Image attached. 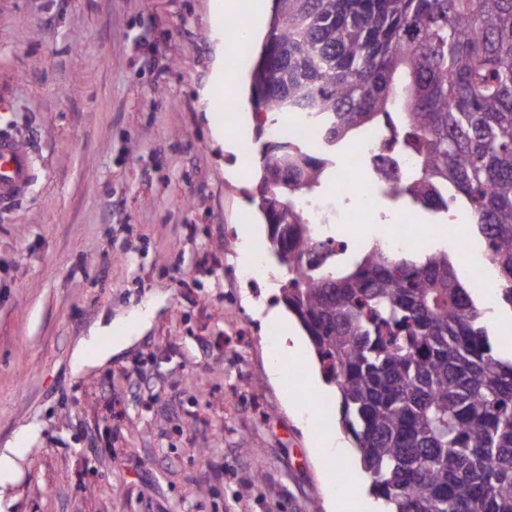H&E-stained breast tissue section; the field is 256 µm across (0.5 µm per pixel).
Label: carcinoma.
Wrapping results in <instances>:
<instances>
[{
  "label": "carcinoma",
  "mask_w": 512,
  "mask_h": 512,
  "mask_svg": "<svg viewBox=\"0 0 512 512\" xmlns=\"http://www.w3.org/2000/svg\"><path fill=\"white\" fill-rule=\"evenodd\" d=\"M250 73L254 111L307 112L308 142L267 139L257 206L288 271L342 424L389 512H512V358L444 250L345 252L299 200L323 192L336 146L387 125L414 167L382 192L449 212L485 240L512 309V0H274Z\"/></svg>",
  "instance_id": "cac0c4a2"
}]
</instances>
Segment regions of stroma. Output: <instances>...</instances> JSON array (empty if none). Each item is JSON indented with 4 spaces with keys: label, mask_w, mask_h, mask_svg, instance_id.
<instances>
[{
    "label": "stroma",
    "mask_w": 512,
    "mask_h": 512,
    "mask_svg": "<svg viewBox=\"0 0 512 512\" xmlns=\"http://www.w3.org/2000/svg\"><path fill=\"white\" fill-rule=\"evenodd\" d=\"M213 0H0V131L35 148L30 194L0 208V451L19 453L0 512H326L335 484L367 480L309 448L312 423L288 408L299 378L272 382L286 270L263 251L242 275L241 239L258 209L259 155L234 183L213 125L255 138L214 94L217 69L247 68L225 45ZM408 215L425 250L457 246L436 215L384 200L382 226ZM494 346L512 334L492 268L457 265ZM106 358L76 370L82 339Z\"/></svg>",
    "instance_id": "1"
}]
</instances>
